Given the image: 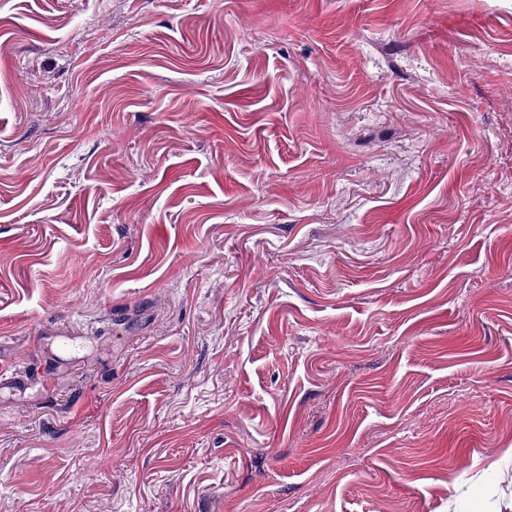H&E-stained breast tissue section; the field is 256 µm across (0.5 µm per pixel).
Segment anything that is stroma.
<instances>
[{
  "label": "stroma",
  "instance_id": "obj_1",
  "mask_svg": "<svg viewBox=\"0 0 512 512\" xmlns=\"http://www.w3.org/2000/svg\"><path fill=\"white\" fill-rule=\"evenodd\" d=\"M0 512H512V0H0Z\"/></svg>",
  "mask_w": 512,
  "mask_h": 512
}]
</instances>
